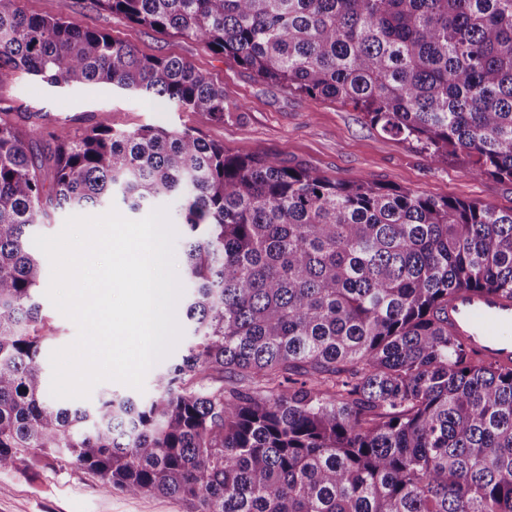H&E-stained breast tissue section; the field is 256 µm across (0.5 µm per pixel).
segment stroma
<instances>
[{
	"label": "stroma",
	"instance_id": "35a3bbf8",
	"mask_svg": "<svg viewBox=\"0 0 512 512\" xmlns=\"http://www.w3.org/2000/svg\"><path fill=\"white\" fill-rule=\"evenodd\" d=\"M20 7L30 15L61 14L79 27L106 31L147 56H176L192 62L223 86L226 111L217 120L201 112L178 110L159 99L121 94L108 84L57 88L21 73L0 96V105L9 108L19 125L36 124L67 139L108 112L117 129L191 127L228 152L269 154L283 165L312 168L335 181L368 180L431 198L450 197L512 210V179L472 176L459 161L434 162L421 146L372 126L353 106L267 84L198 41L158 34L101 9L96 0H20ZM38 300L54 330L39 358L48 380L51 352L73 342L77 328L46 295ZM33 460L28 467L0 470V512H189L175 498L105 488L98 476L56 455L38 452Z\"/></svg>",
	"mask_w": 512,
	"mask_h": 512
}]
</instances>
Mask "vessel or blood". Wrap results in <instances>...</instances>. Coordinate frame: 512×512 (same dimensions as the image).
I'll list each match as a JSON object with an SVG mask.
<instances>
[{
	"label": "vessel or blood",
	"mask_w": 512,
	"mask_h": 512,
	"mask_svg": "<svg viewBox=\"0 0 512 512\" xmlns=\"http://www.w3.org/2000/svg\"><path fill=\"white\" fill-rule=\"evenodd\" d=\"M448 327L476 359L512 365V300L496 293L456 291L448 300Z\"/></svg>",
	"instance_id": "1"
}]
</instances>
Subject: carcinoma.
Returning <instances> with one entry per match:
<instances>
[{
  "label": "carcinoma",
  "instance_id": "1",
  "mask_svg": "<svg viewBox=\"0 0 512 512\" xmlns=\"http://www.w3.org/2000/svg\"><path fill=\"white\" fill-rule=\"evenodd\" d=\"M261 80L351 104L436 161L512 179V0H97ZM19 71L224 119V88L62 15L0 0V91ZM0 108V468L61 454L193 512H512V366L448 330L460 289L512 299V210L331 181L190 129L57 141ZM180 202L193 342L150 399L50 398L31 231L50 210ZM232 384L224 385V378Z\"/></svg>",
  "mask_w": 512,
  "mask_h": 512
}]
</instances>
